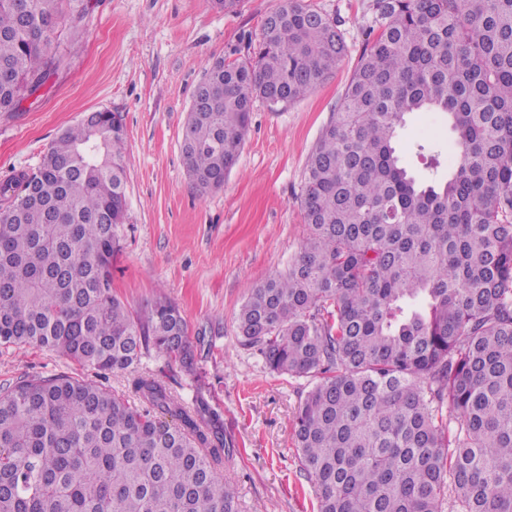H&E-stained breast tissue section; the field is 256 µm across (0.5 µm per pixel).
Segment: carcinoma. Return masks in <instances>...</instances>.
Wrapping results in <instances>:
<instances>
[{
	"label": "carcinoma",
	"mask_w": 512,
	"mask_h": 512,
	"mask_svg": "<svg viewBox=\"0 0 512 512\" xmlns=\"http://www.w3.org/2000/svg\"><path fill=\"white\" fill-rule=\"evenodd\" d=\"M0 0V112L60 63L65 3ZM369 34L307 158L309 234L288 269L252 287L240 343L276 373L314 379L294 417L319 512H512V0H373ZM249 58L213 60L182 131L202 193L235 166L256 100L286 106L347 54L335 21L284 0ZM446 115L458 150H397L415 112ZM121 119L98 112L0 180V345L56 351L132 377L139 403L100 383L33 376L0 391V512H238L219 478L232 442L199 397L181 404L136 367L155 349L190 370L179 307L133 318L112 294L127 195ZM177 420L172 425L165 420Z\"/></svg>",
	"instance_id": "carcinoma-1"
}]
</instances>
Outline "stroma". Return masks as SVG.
I'll use <instances>...</instances> for the list:
<instances>
[{"label":"stroma","instance_id":"stroma-1","mask_svg":"<svg viewBox=\"0 0 512 512\" xmlns=\"http://www.w3.org/2000/svg\"><path fill=\"white\" fill-rule=\"evenodd\" d=\"M283 0H240L231 11L211 0H88L80 29L61 19L51 50L61 65L38 97L0 113V179L36 168L49 144L85 114L110 111L124 128L127 211L116 228L115 294L133 314L158 298L175 302L203 343L189 374L146 353L140 372L167 375L187 406L204 394L224 419L233 448L218 474L238 493L240 512H318L294 443V415L311 382L269 370L243 347L237 315L251 286L284 272L308 235L300 204L307 157L353 73L371 22L372 0H308L336 19L348 53L305 98L270 109L255 101L238 161L221 189L200 194L181 154L195 86L209 63L259 39L264 18ZM440 112L412 115L402 132L403 163L425 164L419 141L442 142ZM95 378L94 370L35 346L0 347V389L35 374Z\"/></svg>","mask_w":512,"mask_h":512}]
</instances>
